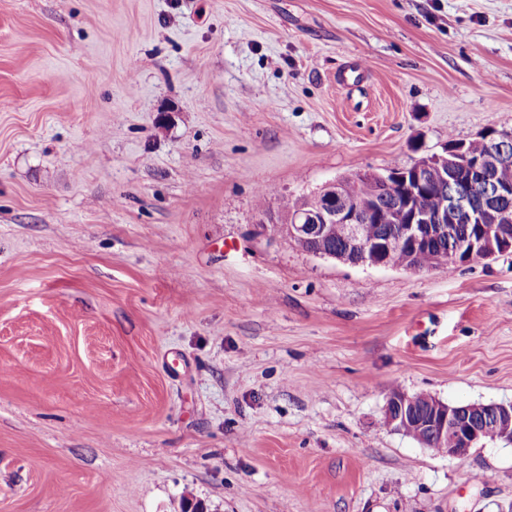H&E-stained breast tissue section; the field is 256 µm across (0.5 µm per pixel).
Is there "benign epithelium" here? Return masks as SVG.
Instances as JSON below:
<instances>
[{
	"instance_id": "1",
	"label": "benign epithelium",
	"mask_w": 512,
	"mask_h": 512,
	"mask_svg": "<svg viewBox=\"0 0 512 512\" xmlns=\"http://www.w3.org/2000/svg\"><path fill=\"white\" fill-rule=\"evenodd\" d=\"M484 150L470 155L461 143L448 148V165L440 157L427 156L408 167L412 185L409 193L438 190L434 209L409 211L399 203H389L383 194V185L389 183V174L370 172L376 183L374 207L351 204L344 196L341 184L334 181L320 192L323 206L311 211L301 210L287 217L271 219L288 237L308 253L338 259L353 265L386 266L384 252L393 246L405 251L407 264L421 251L434 253L433 267H459L474 261L489 260L512 250V209L500 203L512 199V185L502 184L497 172L512 163V138L490 127L483 133ZM393 224L395 235L384 239L367 234L370 223ZM451 224H466L468 231L461 238L451 237ZM342 226L347 249L338 255L327 251L324 245L336 238L337 226ZM418 396L399 392L388 396L384 420L398 432L413 428L415 440L421 442L433 435L443 444L453 436L457 447L447 449L446 455L463 458L487 429L499 433V439L512 444V402L470 403L455 406L437 398L429 401V416L409 422Z\"/></svg>"
}]
</instances>
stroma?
Here are the masks:
<instances>
[{"label":"stroma","mask_w":512,"mask_h":512,"mask_svg":"<svg viewBox=\"0 0 512 512\" xmlns=\"http://www.w3.org/2000/svg\"><path fill=\"white\" fill-rule=\"evenodd\" d=\"M490 126L512 0H0V512H512V444L383 422L512 402V252L263 221ZM421 405L416 417L429 416L417 420L410 426L408 416L415 410L418 396L399 391L395 396L389 395L384 410V420L393 430L406 433L408 427L413 428L416 441L423 442L425 448L440 454L444 448L448 456L464 458L470 448L487 429L499 433V440L512 444V402L510 403H470L466 406H455L445 403L430 395L420 394ZM430 406V408H429ZM450 434V435H448ZM433 436H438V439ZM457 443L453 439V437ZM455 447V448H452Z\"/></svg>","instance_id":"stroma-1"}]
</instances>
